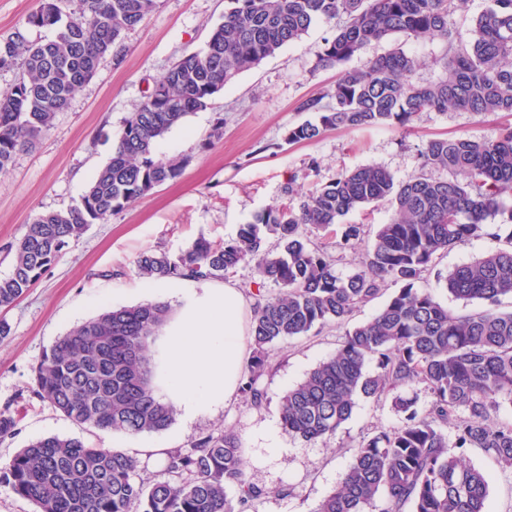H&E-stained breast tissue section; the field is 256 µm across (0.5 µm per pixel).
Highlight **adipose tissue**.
Returning a JSON list of instances; mask_svg holds the SVG:
<instances>
[{
  "label": "adipose tissue",
  "instance_id": "adipose-tissue-1",
  "mask_svg": "<svg viewBox=\"0 0 512 512\" xmlns=\"http://www.w3.org/2000/svg\"><path fill=\"white\" fill-rule=\"evenodd\" d=\"M243 308L234 285L207 288L167 327L163 381L183 417L234 396L244 358Z\"/></svg>",
  "mask_w": 512,
  "mask_h": 512
}]
</instances>
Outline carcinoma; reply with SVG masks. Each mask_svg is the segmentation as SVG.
Returning a JSON list of instances; mask_svg holds the SVG:
<instances>
[{
  "label": "carcinoma",
  "instance_id": "carcinoma-1",
  "mask_svg": "<svg viewBox=\"0 0 512 512\" xmlns=\"http://www.w3.org/2000/svg\"><path fill=\"white\" fill-rule=\"evenodd\" d=\"M227 2L205 49L176 61L126 120L112 157L80 201L32 219L13 246L11 272L0 277V308L15 303L90 225L182 174L187 159L156 152L168 130L206 108L237 75L299 41L314 22L334 21L320 65L340 68L336 83L300 102L298 111L315 120L288 128V143L314 142L330 128L405 127L420 112L510 120L493 140L428 139L417 150L420 174L408 181L374 165L342 172L298 203L256 215L222 245L199 238L175 257L145 250L136 270L146 279H222L252 262L261 281L282 288L273 297L256 294L250 317L253 351L239 390L254 406L265 399L259 380L271 347L329 321L346 324L358 305L388 283L398 285L371 319L345 331L333 356L281 397L282 429L307 441L332 436L359 400L394 392L402 424L360 443L316 512H487V476L464 462L462 450L479 448L497 466L512 468V421H493L502 403L512 404V312L496 309L501 298H512V247L437 273L456 299L485 304L474 313H454L416 283L438 253L496 234L498 217L512 223L503 202L512 194V0H490L467 42L453 22L461 0ZM156 7L157 0H38L0 42V70L21 71L0 92V174ZM29 28L51 29L54 37L31 40ZM392 35L439 40L443 51L434 64L443 76L415 82L420 62L402 51L364 68L345 67ZM381 202L392 206L391 218L364 246L361 225L342 219ZM307 226L341 227L336 246L363 250L358 270L336 273L326 247L304 235ZM269 238L276 248L266 247ZM171 312L169 303L151 301L75 325L33 367L35 394L80 425L127 435L169 429L175 409L152 381V347ZM371 361L374 375L367 371ZM419 385L429 394L423 409L416 396L403 395ZM134 472L135 461L122 450L53 435L21 449L3 477L36 512H130L133 504L140 512H235L229 487L242 503L266 495L246 479L240 438L230 433H209L190 452L169 453L165 481L146 483Z\"/></svg>",
  "mask_w": 512,
  "mask_h": 512
}]
</instances>
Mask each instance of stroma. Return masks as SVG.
<instances>
[{"label":"stroma","mask_w":512,"mask_h":512,"mask_svg":"<svg viewBox=\"0 0 512 512\" xmlns=\"http://www.w3.org/2000/svg\"><path fill=\"white\" fill-rule=\"evenodd\" d=\"M225 7V0H158L154 12L125 33L118 56L107 57L56 114L51 128L0 174V276L11 270L8 246L23 238L36 214L80 199L154 81L184 52L204 48L210 30L222 22ZM334 29L326 22L312 25L298 43L241 73L206 109L189 114L165 133L157 152L188 158L182 175L107 222L90 225L20 299L0 310L10 325L9 336L0 339V411L10 410L19 418L15 435L0 438V469L31 440L58 435L121 449L135 459L136 478L163 481L167 475L157 449L187 452L200 436L224 431L242 442L247 478L268 491L247 512H315L339 482L357 446L379 430L401 425L402 416L387 395L359 401L333 436L310 442L282 430L279 400L335 353L345 333L344 326L335 323L271 348L260 380L266 393L262 405H250L238 394L193 419H175L161 433L127 436L85 428L34 393L31 368L58 337L106 308L147 301L145 281L135 266L142 251L175 256L200 237L222 243L265 209L288 203L290 195L310 193L359 166L378 165L396 180H409L419 172L418 146L433 137L496 138L503 116L448 111L418 113L404 129H335L312 144L286 143L289 126L306 118L297 109L299 102L325 92L336 81V68L319 64L324 41ZM397 48L423 60L416 80L441 77L432 63L440 51L435 41L391 36L365 47L350 65L365 67ZM289 186L294 189L290 195L285 192ZM511 241L512 227L505 225L498 237L459 243L437 256L418 285L455 313L478 310L480 302L455 299L438 285L436 274ZM464 457L489 476V512H512V471L499 468L477 448L466 450ZM281 487L290 488V495H278Z\"/></svg>","instance_id":"35a3bbf8"}]
</instances>
